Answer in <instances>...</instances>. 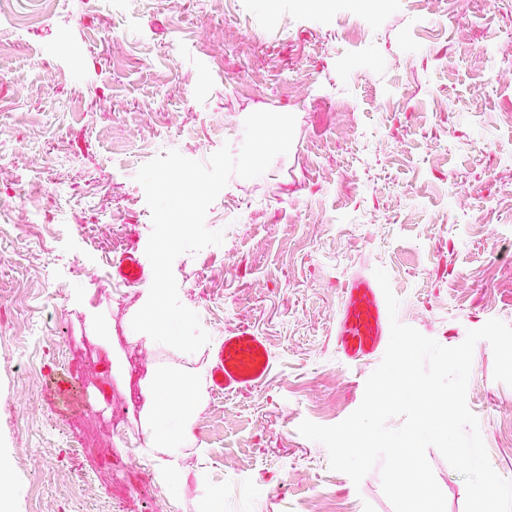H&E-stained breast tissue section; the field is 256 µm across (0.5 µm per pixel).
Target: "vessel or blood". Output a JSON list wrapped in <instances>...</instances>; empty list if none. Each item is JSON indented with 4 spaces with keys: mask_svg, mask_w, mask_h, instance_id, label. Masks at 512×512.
<instances>
[{
    "mask_svg": "<svg viewBox=\"0 0 512 512\" xmlns=\"http://www.w3.org/2000/svg\"><path fill=\"white\" fill-rule=\"evenodd\" d=\"M145 275L136 251H125L112 263V277L121 283L135 285ZM334 338L338 355L350 366L385 353L390 340L389 312L382 288L370 271L360 270L348 278ZM272 367V355L261 336L248 328L226 332L211 361V391L221 395L257 388Z\"/></svg>",
    "mask_w": 512,
    "mask_h": 512,
    "instance_id": "b4317fda",
    "label": "vessel or blood"
}]
</instances>
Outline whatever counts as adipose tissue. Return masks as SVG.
Here are the masks:
<instances>
[{"mask_svg": "<svg viewBox=\"0 0 512 512\" xmlns=\"http://www.w3.org/2000/svg\"><path fill=\"white\" fill-rule=\"evenodd\" d=\"M200 398L198 379L192 374L165 369L152 379L145 405L146 440L148 447L165 450L168 460L162 465L161 473L167 479L177 481L183 477L179 460Z\"/></svg>", "mask_w": 512, "mask_h": 512, "instance_id": "adipose-tissue-1", "label": "adipose tissue"}]
</instances>
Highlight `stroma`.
<instances>
[{"mask_svg":"<svg viewBox=\"0 0 512 512\" xmlns=\"http://www.w3.org/2000/svg\"><path fill=\"white\" fill-rule=\"evenodd\" d=\"M0 452L13 512H151L142 420L112 427L174 366L207 383L225 331L249 327L268 381L204 391L169 487L178 512H394L379 470H331L303 420L343 421L374 363L344 367L333 332L349 276L387 270L398 319L441 345L512 325V0H57L50 21L0 24ZM296 117L290 151L231 177L206 215L221 245L173 263L210 342L133 341L143 285L107 287L145 251L135 175L170 149L239 150L255 111ZM467 405L512 480V387L475 348ZM446 512L466 486L427 451Z\"/></svg>","mask_w":512,"mask_h":512,"instance_id":"stroma-1","label":"stroma"}]
</instances>
